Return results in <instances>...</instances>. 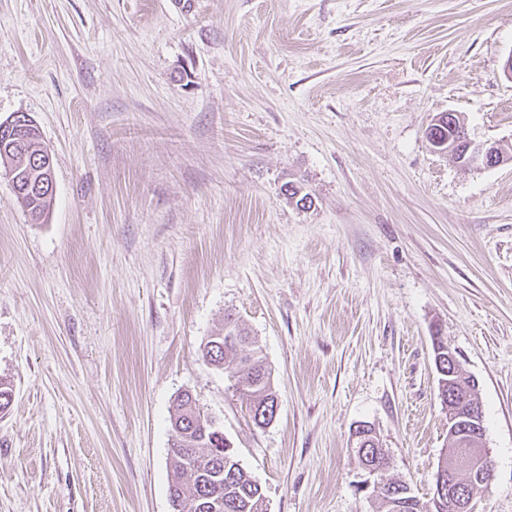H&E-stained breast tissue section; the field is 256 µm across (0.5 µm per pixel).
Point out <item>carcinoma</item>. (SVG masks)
<instances>
[{
	"label": "carcinoma",
	"instance_id": "1",
	"mask_svg": "<svg viewBox=\"0 0 512 512\" xmlns=\"http://www.w3.org/2000/svg\"><path fill=\"white\" fill-rule=\"evenodd\" d=\"M224 335L241 337L250 350L244 354L242 347L227 346L218 336L203 346L211 355V362L223 368L248 400L260 405L272 399L271 373L255 338L230 316L224 318ZM173 407L170 436L174 483L169 485L170 496L180 501L184 512H259L264 493L236 454L216 452L211 433L186 425L191 415L200 413L196 400L188 393L180 394ZM378 512H439V507L431 499L423 501L413 494H400L381 498Z\"/></svg>",
	"mask_w": 512,
	"mask_h": 512
}]
</instances>
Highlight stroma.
Wrapping results in <instances>:
<instances>
[{
    "instance_id": "35a3bbf8",
    "label": "stroma",
    "mask_w": 512,
    "mask_h": 512,
    "mask_svg": "<svg viewBox=\"0 0 512 512\" xmlns=\"http://www.w3.org/2000/svg\"><path fill=\"white\" fill-rule=\"evenodd\" d=\"M512 0H0V119L54 160L30 221L0 177V512H172L188 392L268 512H375L353 430L429 498L448 451L433 338L477 381L512 512ZM301 182L307 208L290 204ZM232 314L276 418L201 348ZM440 117H437L434 122L430 125L428 129V137H430V142L436 148L438 153L448 154V151L458 144H461L465 147V152L463 154L462 160L465 162L467 167L472 168H492L499 166L501 164L495 165L494 161L496 159V151L497 146L495 144L488 143H477L473 141L468 133V129L465 126H457L454 127L452 125L453 135L448 138V134H452L451 129L448 131V123L445 129V138L448 140H444L439 136L437 131L442 130L441 126H445V123L442 120H439Z\"/></svg>"
}]
</instances>
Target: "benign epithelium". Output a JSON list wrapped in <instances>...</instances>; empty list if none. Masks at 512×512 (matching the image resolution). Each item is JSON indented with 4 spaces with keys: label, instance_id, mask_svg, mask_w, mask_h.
I'll return each instance as SVG.
<instances>
[{
    "label": "benign epithelium",
    "instance_id": "benign-epithelium-1",
    "mask_svg": "<svg viewBox=\"0 0 512 512\" xmlns=\"http://www.w3.org/2000/svg\"><path fill=\"white\" fill-rule=\"evenodd\" d=\"M32 125L29 115L14 113L8 118L0 119V171L5 173L13 189H18L17 173L27 168L28 179L24 190L32 197L48 198L55 193L52 155L42 139L33 136H20V127ZM444 122L437 119L430 125L428 135L436 151L448 153L453 147H465L462 160L472 168H492L496 159L497 146L473 141L464 126L453 128V135L448 139L439 136ZM438 369L448 368V381L459 376L457 357L452 349L438 351ZM448 439L459 448L468 452H456L448 456V485H439L436 495L448 496V512H477V501L481 497L484 486L492 476L493 468L486 445V429L482 418L476 416L471 408L461 409L454 404L448 413ZM368 479L365 486L375 485L382 494L390 496L394 486L382 480L383 469L372 465L365 467ZM470 474L478 477L474 490L468 491L454 485V476Z\"/></svg>",
    "mask_w": 512,
    "mask_h": 512
}]
</instances>
